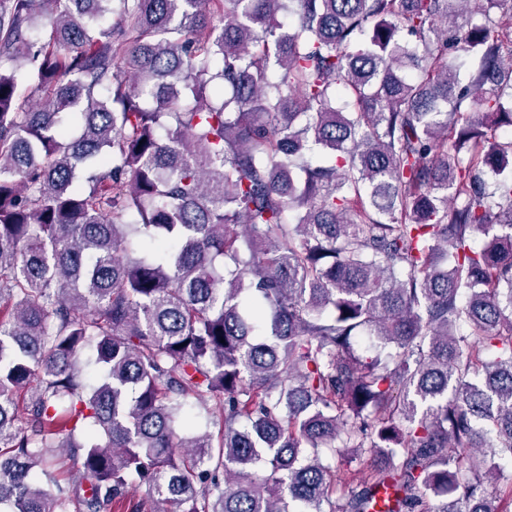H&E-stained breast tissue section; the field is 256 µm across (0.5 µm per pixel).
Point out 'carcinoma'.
<instances>
[{
	"mask_svg": "<svg viewBox=\"0 0 512 512\" xmlns=\"http://www.w3.org/2000/svg\"><path fill=\"white\" fill-rule=\"evenodd\" d=\"M488 448L512 0H0L6 512H512Z\"/></svg>",
	"mask_w": 512,
	"mask_h": 512,
	"instance_id": "obj_1",
	"label": "carcinoma"
}]
</instances>
